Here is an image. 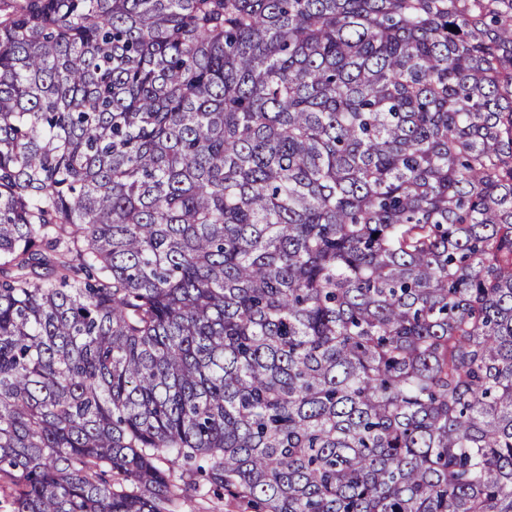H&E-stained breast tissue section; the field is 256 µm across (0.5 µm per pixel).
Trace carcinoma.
Instances as JSON below:
<instances>
[{"mask_svg":"<svg viewBox=\"0 0 512 512\" xmlns=\"http://www.w3.org/2000/svg\"><path fill=\"white\" fill-rule=\"evenodd\" d=\"M2 480L512 512V0H0Z\"/></svg>","mask_w":512,"mask_h":512,"instance_id":"cac0c4a2","label":"carcinoma"}]
</instances>
